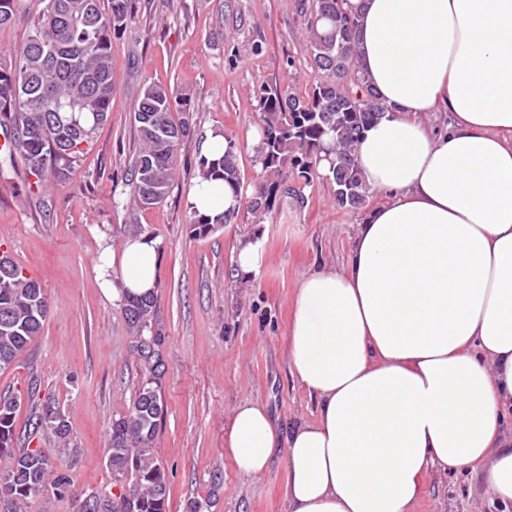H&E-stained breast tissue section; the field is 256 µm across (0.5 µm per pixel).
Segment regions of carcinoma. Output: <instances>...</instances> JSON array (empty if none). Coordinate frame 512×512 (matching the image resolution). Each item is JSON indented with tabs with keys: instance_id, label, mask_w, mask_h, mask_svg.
Instances as JSON below:
<instances>
[{
	"instance_id": "1",
	"label": "carcinoma",
	"mask_w": 512,
	"mask_h": 512,
	"mask_svg": "<svg viewBox=\"0 0 512 512\" xmlns=\"http://www.w3.org/2000/svg\"><path fill=\"white\" fill-rule=\"evenodd\" d=\"M41 17L32 24L27 41L9 60L0 58V125L14 150L0 157H21L34 177L28 192L45 194L65 179L85 153L95 131L107 123L112 108V37L132 18L133 0H44ZM20 0H0V28L19 19ZM358 19L343 8V0H313L307 22L310 61L319 79L305 98L288 90L265 92L258 105L262 135L258 157L267 178L249 200L262 216L274 208L288 176L309 181L322 160L329 161L336 206L362 208L368 188L355 151L364 131L385 114L372 94H360L355 72ZM184 117L172 118L177 107ZM190 111L166 87L150 84L135 105L138 141L132 169V199L146 209L162 204L177 177L178 149L191 135ZM239 146L210 158L200 156L197 180L224 182L234 193L242 190L237 165ZM237 210L215 215L191 211L190 229L204 237L231 223ZM132 333V349L143 378L132 408L112 418L105 463L115 480L127 486L120 495L91 497L83 512H166L170 492L168 471L152 452L166 405L161 389L165 334L157 321V293L121 299ZM48 299L41 283L7 255L0 256V370L9 368L41 335ZM20 399L0 395V512H26L29 500L63 496L72 477L46 449L15 448ZM50 433L62 444L69 426L51 399L35 404L29 436Z\"/></svg>"
}]
</instances>
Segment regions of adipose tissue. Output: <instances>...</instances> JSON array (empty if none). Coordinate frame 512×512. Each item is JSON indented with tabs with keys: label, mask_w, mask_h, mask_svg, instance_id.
Returning <instances> with one entry per match:
<instances>
[{
	"label": "adipose tissue",
	"mask_w": 512,
	"mask_h": 512,
	"mask_svg": "<svg viewBox=\"0 0 512 512\" xmlns=\"http://www.w3.org/2000/svg\"><path fill=\"white\" fill-rule=\"evenodd\" d=\"M358 74L387 113L357 162L386 200L342 266L306 276L287 330L313 419L230 412L246 477L286 456L288 512H415L429 473L512 506V0H346ZM159 239L103 249L112 298L158 286Z\"/></svg>",
	"instance_id": "ef3b65f1"
}]
</instances>
